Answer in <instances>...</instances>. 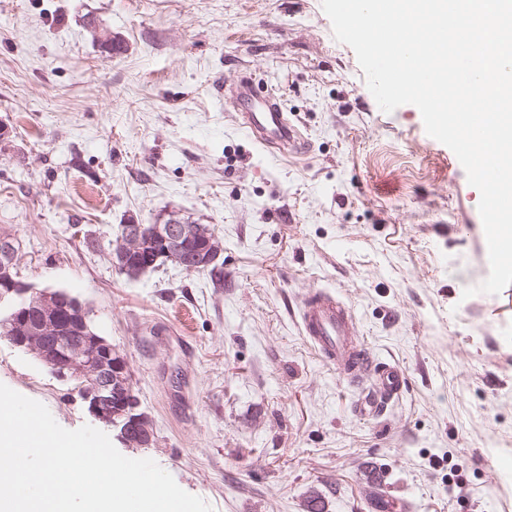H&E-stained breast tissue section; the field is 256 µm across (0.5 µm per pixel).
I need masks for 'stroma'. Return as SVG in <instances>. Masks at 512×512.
<instances>
[{"instance_id": "stroma-1", "label": "stroma", "mask_w": 512, "mask_h": 512, "mask_svg": "<svg viewBox=\"0 0 512 512\" xmlns=\"http://www.w3.org/2000/svg\"><path fill=\"white\" fill-rule=\"evenodd\" d=\"M244 74L306 153L225 110ZM479 201L416 106L378 107L321 0H0V234L24 282L78 298L124 356L153 442L122 455L212 512H512V286L462 296L490 273ZM173 217L211 225L221 273L113 266L119 225ZM316 290L405 372L378 417L301 333ZM0 383L93 422L1 338Z\"/></svg>"}]
</instances>
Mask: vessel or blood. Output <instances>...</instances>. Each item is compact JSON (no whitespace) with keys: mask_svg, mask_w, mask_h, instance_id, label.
<instances>
[{"mask_svg":"<svg viewBox=\"0 0 512 512\" xmlns=\"http://www.w3.org/2000/svg\"><path fill=\"white\" fill-rule=\"evenodd\" d=\"M224 107L238 112L244 131L255 142L279 147L286 154L306 151L307 144L298 128L288 121L279 96L253 78H242L225 88ZM298 316L303 336L341 378L371 385V392L359 407L362 414H378L384 400L401 393L405 385L402 370L369 358L356 335L351 308L333 293H314L303 302Z\"/></svg>","mask_w":512,"mask_h":512,"instance_id":"obj_1","label":"vessel or blood"}]
</instances>
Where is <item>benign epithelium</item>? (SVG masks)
<instances>
[{"instance_id":"benign-epithelium-1","label":"benign epithelium","mask_w":512,"mask_h":512,"mask_svg":"<svg viewBox=\"0 0 512 512\" xmlns=\"http://www.w3.org/2000/svg\"><path fill=\"white\" fill-rule=\"evenodd\" d=\"M143 226H122V247L112 253L115 267L143 255ZM184 255L182 267L194 272L206 264L207 248L194 239V226L172 220L158 229L155 250L143 255L152 266L171 251ZM15 252L11 243L0 242V324L9 331L5 337L12 346L34 355L60 378L77 382L88 412L99 423L112 428L117 439L128 448L151 444L152 434L139 403L133 396L127 365L123 356L104 338L86 335L84 323L75 319L71 296L63 291L35 290L23 287L11 275ZM40 313L33 321L31 310Z\"/></svg>"}]
</instances>
